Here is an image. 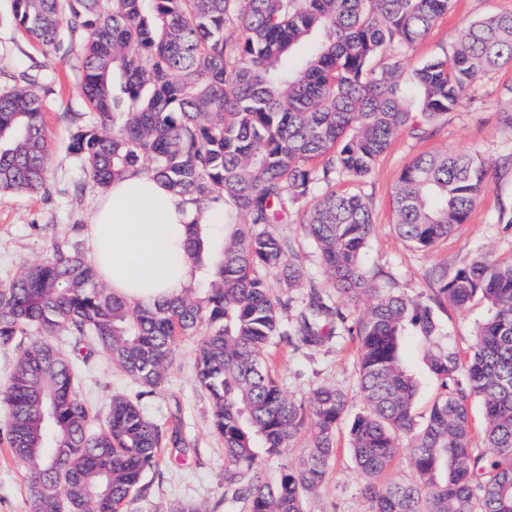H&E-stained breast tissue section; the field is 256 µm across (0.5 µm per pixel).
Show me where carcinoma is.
<instances>
[{"mask_svg": "<svg viewBox=\"0 0 512 512\" xmlns=\"http://www.w3.org/2000/svg\"><path fill=\"white\" fill-rule=\"evenodd\" d=\"M451 0H13L17 25L46 46L79 44L81 94L69 146L90 181L144 174L197 208L224 207V248L207 266L210 288L152 307L130 306L99 283L82 250V225L53 242L41 262L0 285V350L20 349L0 387L13 459L27 474L30 512H123L143 496L163 433L121 395L101 416L82 397L80 365L94 351L141 385L158 387L179 340L200 335L196 377L224 439V502L243 512H303L335 454L347 394L315 388L307 403L281 390L270 368L275 339L323 345L344 321L330 296L310 289L306 309L285 324L289 290L303 270L277 230L314 195L304 230L347 301L372 295L359 322L363 410L350 448L367 478L372 512H512V264L479 257L443 282L464 310L487 308L462 354L424 301L374 288L362 257L375 231L368 203L338 193V180L368 177L407 128L409 93L426 124L459 106L472 80L512 64V13L472 22L459 46L399 81L400 61L375 58L423 39ZM46 77L25 70L0 91V192H47ZM488 187L476 154L429 153L394 188L396 229L430 249L466 223ZM204 224L190 225L196 262ZM278 275L274 295L264 272ZM67 333L72 357L54 343ZM30 338L28 346L23 340ZM422 351L442 396L415 427L418 379L407 348ZM481 402L482 448L469 399ZM309 444L271 480L257 458L279 455L304 428ZM409 439L419 482L379 486L400 441Z\"/></svg>", "mask_w": 512, "mask_h": 512, "instance_id": "1", "label": "carcinoma"}]
</instances>
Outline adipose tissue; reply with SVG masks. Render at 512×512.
I'll list each match as a JSON object with an SVG mask.
<instances>
[{
    "mask_svg": "<svg viewBox=\"0 0 512 512\" xmlns=\"http://www.w3.org/2000/svg\"><path fill=\"white\" fill-rule=\"evenodd\" d=\"M222 225L161 180L145 175L112 182L98 196L86 229L87 259L99 279L129 304L182 293L199 277L189 243L192 223Z\"/></svg>",
    "mask_w": 512,
    "mask_h": 512,
    "instance_id": "ef3b65f1",
    "label": "adipose tissue"
}]
</instances>
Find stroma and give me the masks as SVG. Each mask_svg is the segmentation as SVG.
<instances>
[{"instance_id":"obj_1","label":"stroma","mask_w":512,"mask_h":512,"mask_svg":"<svg viewBox=\"0 0 512 512\" xmlns=\"http://www.w3.org/2000/svg\"><path fill=\"white\" fill-rule=\"evenodd\" d=\"M512 11V0H452L447 15L429 34L408 49L390 54L402 62L400 73L409 77L420 64L451 54L473 20ZM36 66L52 78L45 99L49 135L47 194L25 196L0 193V283L22 267L46 257L52 239L64 236L71 225L87 224L99 188L92 185L82 162L69 150L73 127L69 113L81 112L82 71L75 54L39 46L16 28L11 0H0V90L11 88L18 72ZM512 109V67L476 77L462 106L448 112L425 132L402 131L377 160L372 174L359 182L338 181L339 192H357L367 200L375 233L364 258L370 279L381 291L402 294L433 305L440 324L461 350L472 342V329L486 307L472 303L459 311L438 304L434 273L454 274L467 260L488 256L503 265L512 263V222L500 221L502 207H512V169L502 168L503 155L512 154V127L500 122L501 112ZM471 152L490 169V187L479 196L466 224L447 239L421 250L403 240L395 230L392 191L405 166L425 152ZM303 213L281 230L292 242L305 277L293 288L291 307L284 316L291 323L304 310L311 288L332 294L328 275L316 247L304 235ZM372 304L371 298L340 301L346 327H334L329 341L318 348L295 347L284 341L269 350L281 387L288 398L306 402L312 390L333 385L347 393L350 413L363 404L358 394L356 336L353 332ZM196 337L182 338L168 364L162 384L144 388L112 366L102 354H92L81 368L80 392L96 409H104L112 395L138 398L152 421L176 434L179 448H163L158 467L147 472L144 498L134 500L125 512H171L191 502L201 512H226L224 494V440L212 427L210 400L195 377ZM336 452L322 484L303 498L304 512H372L363 494L365 479L349 449L347 423L336 432ZM0 512H29V492L23 471L14 462L0 424Z\"/></svg>"}]
</instances>
